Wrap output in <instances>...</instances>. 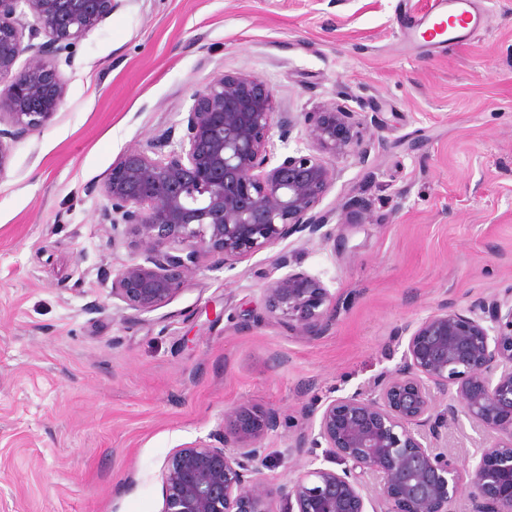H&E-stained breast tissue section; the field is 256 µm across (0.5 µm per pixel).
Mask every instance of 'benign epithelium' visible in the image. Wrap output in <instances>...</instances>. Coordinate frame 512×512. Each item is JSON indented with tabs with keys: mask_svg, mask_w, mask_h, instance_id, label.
Returning <instances> with one entry per match:
<instances>
[{
	"mask_svg": "<svg viewBox=\"0 0 512 512\" xmlns=\"http://www.w3.org/2000/svg\"><path fill=\"white\" fill-rule=\"evenodd\" d=\"M121 0H0V178L13 144L40 132L65 102L73 47ZM341 88L316 112H291L258 77L219 73L191 95L182 133L156 134L125 153L97 187L101 223L124 237L135 258L112 274V297L149 313L172 302L201 262L226 268L295 234L330 238L334 213L319 209L338 171L326 158L366 162L371 147ZM304 124L308 152L275 157ZM337 226L370 224L367 210L342 208ZM265 314L308 341L319 339L336 297L317 277L264 274ZM400 365L351 395L303 412L288 457L311 468L285 483L262 472L274 408L233 405L212 433L167 459L162 512H512V297L461 311L443 304L397 331ZM493 434L473 464L441 445L458 414ZM341 469L315 466L313 449Z\"/></svg>",
	"mask_w": 512,
	"mask_h": 512,
	"instance_id": "benign-epithelium-1",
	"label": "benign epithelium"
}]
</instances>
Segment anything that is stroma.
I'll use <instances>...</instances> for the list:
<instances>
[{"instance_id": "35a3bbf8", "label": "stroma", "mask_w": 512, "mask_h": 512, "mask_svg": "<svg viewBox=\"0 0 512 512\" xmlns=\"http://www.w3.org/2000/svg\"><path fill=\"white\" fill-rule=\"evenodd\" d=\"M431 4L125 0L77 44L64 106L0 178V512H161L168 456L238 404L279 410L264 474L294 479L305 406L393 371L397 330L438 305L512 292V0H486L484 28L452 48L408 35ZM222 72L256 75L293 112L347 87L371 152L338 161L320 207L374 221L231 270L205 259L138 313L112 296L133 254L92 186ZM280 253L336 296L318 340L263 316L260 274ZM443 435L471 460L490 442L462 415Z\"/></svg>"}]
</instances>
